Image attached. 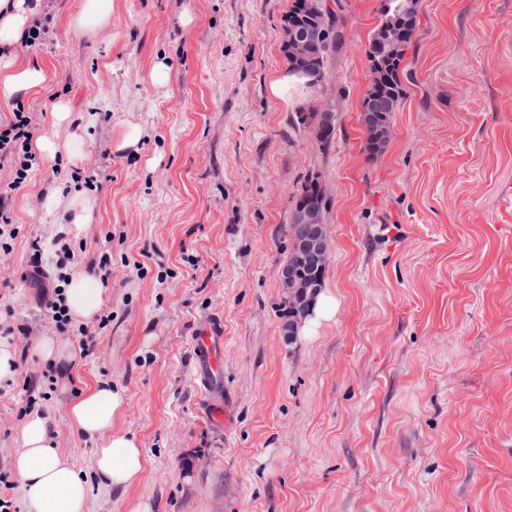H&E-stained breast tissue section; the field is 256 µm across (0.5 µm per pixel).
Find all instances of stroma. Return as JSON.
<instances>
[{"instance_id":"obj_1","label":"stroma","mask_w":512,"mask_h":512,"mask_svg":"<svg viewBox=\"0 0 512 512\" xmlns=\"http://www.w3.org/2000/svg\"><path fill=\"white\" fill-rule=\"evenodd\" d=\"M328 2L339 38L305 95L336 114L325 149L269 90L288 68L290 0H112L92 35L67 25L79 0H51L42 45L17 46L49 70L19 102L39 129L60 101L96 123L81 158L37 159L0 247V340L16 354L0 387V480L16 502L21 422L51 412L59 454L88 468L95 443L68 404L106 379L126 391L115 427L147 464L128 490L93 486L91 512L138 500L151 512H512V0H420L407 93L372 159L361 104L380 0ZM158 60L163 85L149 79ZM129 123L141 140L115 151ZM310 176L329 193L324 287L337 308L288 342L278 269ZM73 185L98 211L77 236L42 207ZM35 241L45 275L76 260L111 268L89 337L43 318ZM210 319L224 327L223 421L193 359ZM45 337L72 358L29 392Z\"/></svg>"}]
</instances>
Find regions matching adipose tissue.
<instances>
[{"mask_svg": "<svg viewBox=\"0 0 512 512\" xmlns=\"http://www.w3.org/2000/svg\"><path fill=\"white\" fill-rule=\"evenodd\" d=\"M39 8V0H0V108L37 93L47 80L43 64L15 52ZM42 207L52 223L68 225L74 235L92 223L96 214L94 198L79 189L66 201L49 194ZM106 292L94 275L79 274L69 279L62 301L74 320L88 323L98 317ZM125 406L124 389L105 379L97 380L70 402L68 412L74 427L98 443L89 476L59 457L50 417L33 413L24 420L12 467L24 493L26 512H89L90 481L125 490L140 480L146 466L145 450L136 436L115 427Z\"/></svg>", "mask_w": 512, "mask_h": 512, "instance_id": "adipose-tissue-1", "label": "adipose tissue"}]
</instances>
